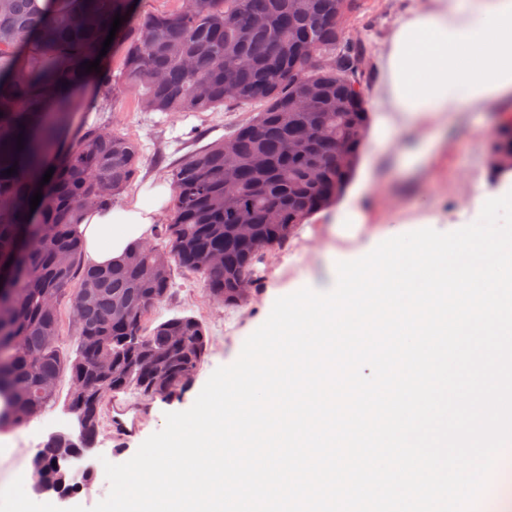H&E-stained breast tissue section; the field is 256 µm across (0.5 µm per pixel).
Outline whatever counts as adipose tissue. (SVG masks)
I'll list each match as a JSON object with an SVG mask.
<instances>
[{
    "label": "adipose tissue",
    "mask_w": 512,
    "mask_h": 512,
    "mask_svg": "<svg viewBox=\"0 0 512 512\" xmlns=\"http://www.w3.org/2000/svg\"><path fill=\"white\" fill-rule=\"evenodd\" d=\"M97 49L70 51L59 45L57 65L65 73L52 83L42 112L74 95L87 110L96 99L80 75ZM381 79L373 86V138L394 143L410 174L426 172L445 155L444 134L460 113L481 109L503 114L512 103V0H413L396 20L379 58ZM168 186L138 191L123 207L88 211L79 226L84 257L93 264L119 262L129 247L150 240L155 217L168 201ZM371 172L319 223L335 235L358 237L357 251L370 249L388 231V219L372 203Z\"/></svg>",
    "instance_id": "adipose-tissue-1"
}]
</instances>
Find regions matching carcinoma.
Masks as SVG:
<instances>
[{
  "instance_id": "carcinoma-1",
  "label": "carcinoma",
  "mask_w": 512,
  "mask_h": 512,
  "mask_svg": "<svg viewBox=\"0 0 512 512\" xmlns=\"http://www.w3.org/2000/svg\"><path fill=\"white\" fill-rule=\"evenodd\" d=\"M63 2L69 10L60 13L57 0H0V72L38 37L91 39L96 16L110 8L109 0ZM175 2L136 18L118 75L96 74L104 96L117 80L136 91L141 112L250 116L166 169L172 198L153 241L134 243L116 264L84 261L81 215L113 204L143 157L135 141L104 126L82 130L34 216L23 219L0 187V429L40 415L55 401L60 374L70 373L78 433L50 436L32 459L37 490L60 499L89 477L72 479L48 449L83 456L100 433L106 395L171 402L202 363L209 335L200 318L151 320L176 273L194 275L218 303L247 305L257 264L344 194L361 157L369 70L361 47L337 27L354 0ZM345 140L349 160L338 168ZM490 154L512 156V117L492 133ZM5 159L19 161L6 129ZM64 300L80 313L72 355L59 342Z\"/></svg>"
}]
</instances>
